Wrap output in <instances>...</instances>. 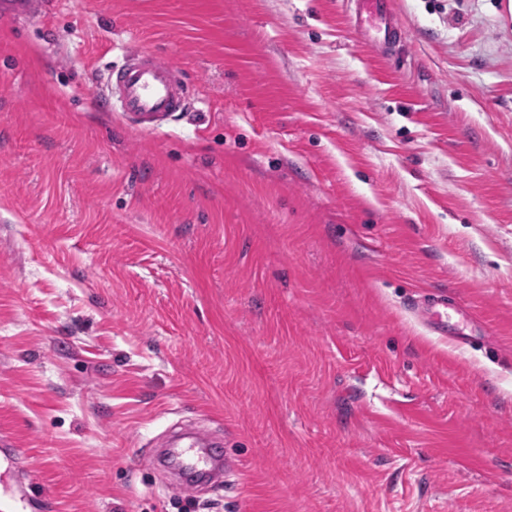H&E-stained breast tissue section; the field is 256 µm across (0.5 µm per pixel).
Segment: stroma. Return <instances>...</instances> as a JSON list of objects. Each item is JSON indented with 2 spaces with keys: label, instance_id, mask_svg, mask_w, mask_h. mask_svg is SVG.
I'll use <instances>...</instances> for the list:
<instances>
[{
  "label": "stroma",
  "instance_id": "obj_1",
  "mask_svg": "<svg viewBox=\"0 0 512 512\" xmlns=\"http://www.w3.org/2000/svg\"><path fill=\"white\" fill-rule=\"evenodd\" d=\"M0 16V433L56 512H512V0ZM128 49L188 111L96 102ZM471 316L466 343L408 309ZM239 470L154 469L176 423ZM351 13L354 33L372 41L381 52L389 50L401 40V32L393 22L389 0H355Z\"/></svg>",
  "mask_w": 512,
  "mask_h": 512
}]
</instances>
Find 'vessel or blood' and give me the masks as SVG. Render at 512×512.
<instances>
[{
	"label": "vessel or blood",
	"instance_id": "1",
	"mask_svg": "<svg viewBox=\"0 0 512 512\" xmlns=\"http://www.w3.org/2000/svg\"><path fill=\"white\" fill-rule=\"evenodd\" d=\"M356 35L372 41L379 51H387L401 39L393 22L389 0H355L350 10ZM102 100L113 111L125 113L144 129L154 128L165 116L187 111L190 98L180 69L170 61L131 49L124 51L118 63L103 74ZM454 302L443 308L435 304L418 307L426 326L440 336H459L449 320ZM215 438L197 431L175 432L169 442L166 463L180 469L206 474L210 481H222L236 471L232 458H218L212 453Z\"/></svg>",
	"mask_w": 512,
	"mask_h": 512
}]
</instances>
